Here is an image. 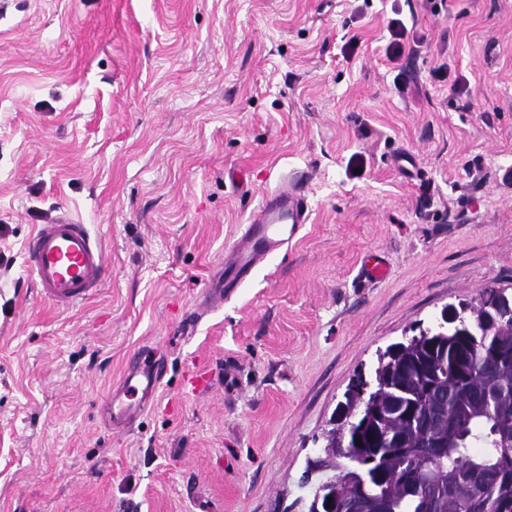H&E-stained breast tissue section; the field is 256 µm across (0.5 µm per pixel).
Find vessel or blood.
Masks as SVG:
<instances>
[{"label": "vessel or blood", "mask_w": 512, "mask_h": 512, "mask_svg": "<svg viewBox=\"0 0 512 512\" xmlns=\"http://www.w3.org/2000/svg\"><path fill=\"white\" fill-rule=\"evenodd\" d=\"M308 196L289 188L268 193L248 224L243 225L232 246L224 253L220 280L207 288L205 308L224 303L252 272L274 252L287 249L309 221ZM25 267L41 296L60 308H70L87 299L102 283L105 253L100 241L86 225L65 215L39 225L24 246ZM389 271L385 257L371 254L359 270L360 282L384 278ZM133 373L144 396H152L163 377L157 357L141 350ZM142 412L141 405L113 401L112 424L132 428Z\"/></svg>", "instance_id": "vessel-or-blood-1"}]
</instances>
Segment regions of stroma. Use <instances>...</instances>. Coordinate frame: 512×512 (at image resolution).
<instances>
[{"mask_svg": "<svg viewBox=\"0 0 512 512\" xmlns=\"http://www.w3.org/2000/svg\"><path fill=\"white\" fill-rule=\"evenodd\" d=\"M397 13L413 38L392 62ZM509 169L512 0H0V512L294 500L378 350L512 286ZM295 180L311 213L288 252L184 334L225 247ZM65 212L107 257L67 310L22 252ZM378 252L390 274L358 285ZM145 343L163 379L113 431ZM143 410L142 405L112 400L111 418L112 426L120 429H130Z\"/></svg>", "mask_w": 512, "mask_h": 512, "instance_id": "stroma-1", "label": "stroma"}]
</instances>
